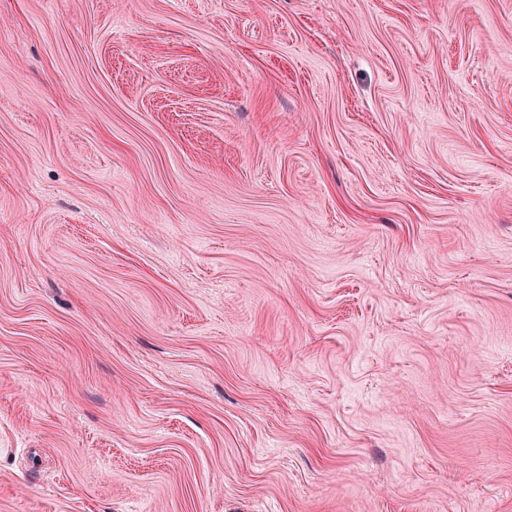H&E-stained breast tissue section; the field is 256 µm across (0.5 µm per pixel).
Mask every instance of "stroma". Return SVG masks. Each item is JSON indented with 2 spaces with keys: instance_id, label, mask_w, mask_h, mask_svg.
I'll return each mask as SVG.
<instances>
[{
  "instance_id": "stroma-1",
  "label": "stroma",
  "mask_w": 512,
  "mask_h": 512,
  "mask_svg": "<svg viewBox=\"0 0 512 512\" xmlns=\"http://www.w3.org/2000/svg\"><path fill=\"white\" fill-rule=\"evenodd\" d=\"M0 512H512V0H0Z\"/></svg>"
}]
</instances>
